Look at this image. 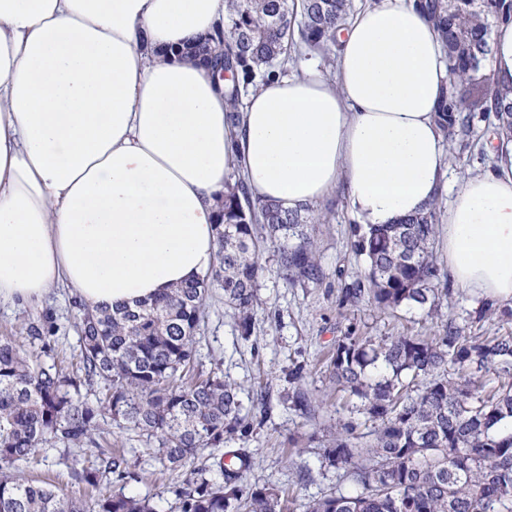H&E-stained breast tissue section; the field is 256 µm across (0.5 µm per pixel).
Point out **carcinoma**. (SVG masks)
I'll return each instance as SVG.
<instances>
[{"instance_id":"obj_1","label":"carcinoma","mask_w":512,"mask_h":512,"mask_svg":"<svg viewBox=\"0 0 512 512\" xmlns=\"http://www.w3.org/2000/svg\"><path fill=\"white\" fill-rule=\"evenodd\" d=\"M437 31L453 77L443 91L436 122L450 142L466 146L472 115L494 114L499 136H512V82L483 71L490 51L489 18L512 21V0H415ZM352 0H228L224 30L214 41L215 72L229 75L230 118L242 91L256 77L269 79L291 47L336 55L337 33ZM438 205L397 224L359 225L352 247L366 272L341 289L340 304L367 301L380 311L419 308L440 316L441 268L433 254ZM216 263L202 278L150 302L115 310L77 302L79 363L68 371L42 364L12 338L0 339V512H154L147 498L122 492L88 503L63 501L50 484L18 479L13 469L51 442L75 448L93 443L91 432L112 420L157 443L156 461L179 470L209 449L221 479L191 469L173 493L180 512H286L283 491L249 485L252 457L227 444L244 442L262 424L242 414L235 385L217 369L190 373L208 288L224 289L242 335H250L259 298L260 240L277 248L279 274L290 286L317 285L324 270L304 210L289 211L254 199L243 179L226 184L219 203ZM476 314L512 321V309L484 303ZM491 370L495 384L476 374ZM303 368L288 372L283 400L308 416L312 401L301 387ZM330 379L347 394L351 412L376 424L363 440L358 423L336 422L319 441L322 459L344 470L352 494L324 493L303 512H512V332L481 338L448 320L438 336H392L380 343L353 329L336 338ZM97 389L95 399L83 388ZM137 479L125 453L99 449L80 482L96 490L104 481Z\"/></svg>"}]
</instances>
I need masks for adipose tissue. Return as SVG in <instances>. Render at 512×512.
<instances>
[{
  "mask_svg": "<svg viewBox=\"0 0 512 512\" xmlns=\"http://www.w3.org/2000/svg\"><path fill=\"white\" fill-rule=\"evenodd\" d=\"M225 0H0V304L62 286L90 307L202 277L231 174L296 210L344 189L362 225L448 188L435 122L444 47L414 0H373L338 34L335 81L301 66L250 89L238 120L210 64L183 56ZM459 178L448 276L512 301V138Z\"/></svg>",
  "mask_w": 512,
  "mask_h": 512,
  "instance_id": "1",
  "label": "adipose tissue"
}]
</instances>
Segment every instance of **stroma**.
Here are the masks:
<instances>
[{
    "label": "stroma",
    "instance_id": "1",
    "mask_svg": "<svg viewBox=\"0 0 512 512\" xmlns=\"http://www.w3.org/2000/svg\"><path fill=\"white\" fill-rule=\"evenodd\" d=\"M488 125L487 118L475 117L467 149L461 152L455 146H448L449 191L440 197V212H447L449 192L456 189L459 177L488 168L487 145L492 139ZM314 210L322 215L320 222L313 225V235L325 271L324 280L309 288L288 286L279 276L275 248L266 247L260 257L258 296L262 306L251 335L240 334L232 312L224 304L223 289L213 287L205 300L196 345L199 367L206 371L220 368L237 385L245 413H252L257 390L268 389L271 405L268 418L255 427L243 445L254 461L247 481L285 489L294 499V512H302L304 503L322 493L337 490L347 494L353 490L344 471L322 466L317 445L309 440L310 435L325 433L338 417L348 413L346 398L329 380V357L336 337L351 324L358 334L377 341L402 334H430L437 326L436 319L417 308L389 314L367 303L352 308L340 306L341 288L364 268L362 258L350 248L358 221L340 190L315 204ZM441 285L450 291L442 301L444 316L465 326L472 335H495L501 326L497 318L479 323L470 318L479 305L478 295L452 287L446 278ZM76 318L71 293L56 288L39 302L0 304V338L10 336L26 343L28 326L47 319L52 329L44 341L52 356L70 359L79 350ZM298 365L304 368L301 385L314 405L307 417L296 413L282 400L288 389V373ZM95 439L104 448L134 449L140 462L138 480L127 484L102 483L100 494L122 492L146 496L151 499L155 512H177L172 488L180 482L181 474L158 465L154 459L155 443L109 421L101 424ZM16 473L52 483L66 500L82 497L84 493L82 483L65 467L63 451L56 445L47 446L33 459L19 464Z\"/></svg>",
    "mask_w": 512,
    "mask_h": 512
}]
</instances>
